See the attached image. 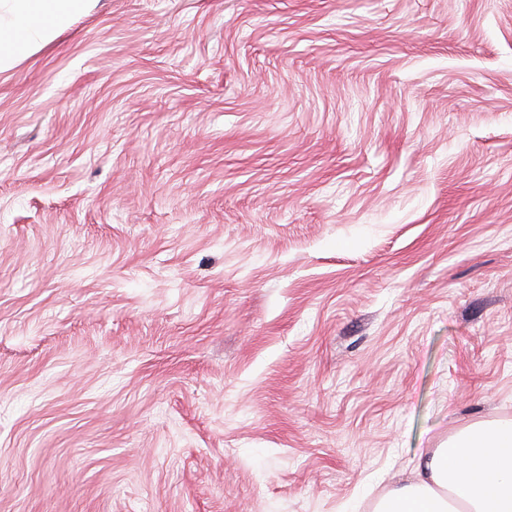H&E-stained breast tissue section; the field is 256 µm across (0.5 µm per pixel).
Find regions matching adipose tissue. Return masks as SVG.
<instances>
[{
    "instance_id": "1",
    "label": "adipose tissue",
    "mask_w": 512,
    "mask_h": 512,
    "mask_svg": "<svg viewBox=\"0 0 512 512\" xmlns=\"http://www.w3.org/2000/svg\"><path fill=\"white\" fill-rule=\"evenodd\" d=\"M88 0H0V46L20 33L26 48L52 40ZM376 512H512V422L474 424L422 453L412 478Z\"/></svg>"
}]
</instances>
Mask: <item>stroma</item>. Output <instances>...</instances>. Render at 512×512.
<instances>
[{
    "label": "stroma",
    "instance_id": "stroma-1",
    "mask_svg": "<svg viewBox=\"0 0 512 512\" xmlns=\"http://www.w3.org/2000/svg\"><path fill=\"white\" fill-rule=\"evenodd\" d=\"M512 421V0H90L0 73V512H374Z\"/></svg>",
    "mask_w": 512,
    "mask_h": 512
}]
</instances>
